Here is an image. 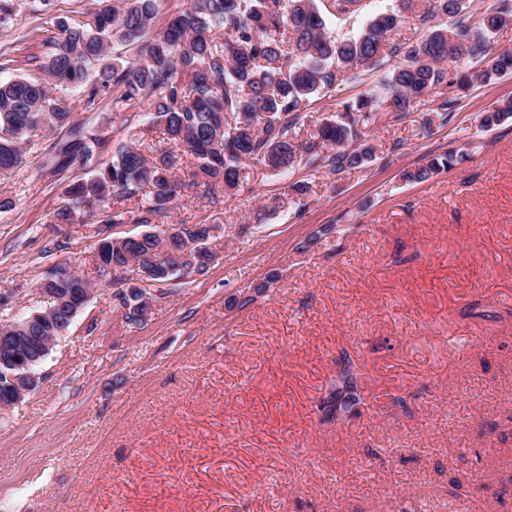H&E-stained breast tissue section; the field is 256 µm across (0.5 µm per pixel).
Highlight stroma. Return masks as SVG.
<instances>
[{
	"instance_id": "obj_1",
	"label": "stroma",
	"mask_w": 512,
	"mask_h": 512,
	"mask_svg": "<svg viewBox=\"0 0 512 512\" xmlns=\"http://www.w3.org/2000/svg\"><path fill=\"white\" fill-rule=\"evenodd\" d=\"M84 0H52L23 30L0 28V79L38 76L25 62ZM399 0H363L337 16L356 37ZM336 85L302 112L303 133L392 69ZM512 99V75L470 89L426 136L420 112L383 114V151L332 176L298 164L249 169L254 197H191L169 223H206L219 258L202 275L151 285L149 318L128 323L99 283L95 225L52 224L75 165L46 167L54 135L0 179V289L17 294L0 323L40 309L37 285L67 268L96 281L87 304L37 367V390L0 409V512H512V121L481 128ZM74 114L109 138L158 140L140 112L111 100ZM464 158L420 183L428 157ZM308 183L294 205L254 213ZM348 353L362 367L356 415L322 403Z\"/></svg>"
}]
</instances>
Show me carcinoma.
Instances as JSON below:
<instances>
[{"mask_svg": "<svg viewBox=\"0 0 512 512\" xmlns=\"http://www.w3.org/2000/svg\"><path fill=\"white\" fill-rule=\"evenodd\" d=\"M468 0H431L422 21L446 15L452 29L438 25L414 41L389 37L404 17L382 13L369 20L355 38L339 41L325 30L316 0H189L188 6L158 27L157 0H92L83 18H60L57 36L46 51L30 53L34 63L83 102L87 112L112 98L122 112L144 109L150 126H159L163 146L137 141L126 145L104 165L96 162L105 132L75 121L73 101L54 96L41 80L18 76L0 80V174L26 161L24 145L42 130H60L46 166L53 173L70 166H91L92 174L65 190L53 212L55 224H77L84 217L98 224H149L136 236L114 237L96 258L117 266L135 261L151 266L168 247L155 232L183 193L201 188V196L218 205L253 192L243 170L254 161L272 170L301 162L325 176L359 167L375 158L377 146L365 127L389 104L394 118L408 115L430 93L439 100L423 113L421 131L444 126L467 91L512 72V52L494 49L496 32L512 21V0H496L478 18ZM21 0H0V28H11L20 16ZM399 57L380 85L381 91L342 104L301 138V110L310 99L339 82H352L384 57ZM512 118V100L485 113L487 129ZM195 171L176 175L183 155ZM454 165L453 152L431 156L403 173L407 182H422ZM169 225L173 247L196 259V239L211 241L209 225ZM89 281L77 276L53 284L77 299ZM360 368L344 358L333 397L336 412L349 413L362 403Z\"/></svg>", "mask_w": 512, "mask_h": 512, "instance_id": "cac0c4a2", "label": "carcinoma"}]
</instances>
